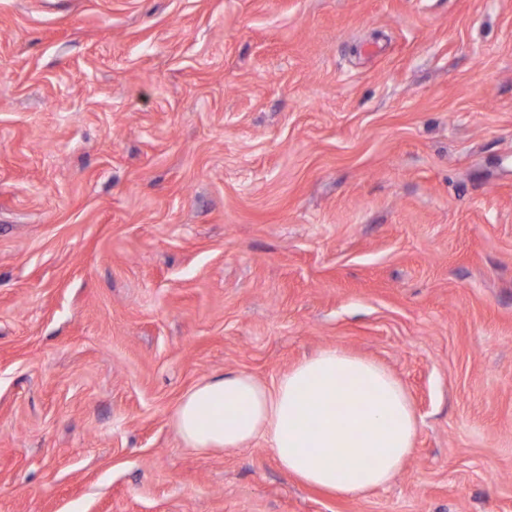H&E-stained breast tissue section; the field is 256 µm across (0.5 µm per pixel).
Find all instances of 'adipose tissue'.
I'll list each match as a JSON object with an SVG mask.
<instances>
[{
    "mask_svg": "<svg viewBox=\"0 0 512 512\" xmlns=\"http://www.w3.org/2000/svg\"><path fill=\"white\" fill-rule=\"evenodd\" d=\"M174 426L187 447L202 452L230 453L265 438L298 482L356 497L398 473L420 421L391 372L328 347L271 386L243 371L200 382L181 399Z\"/></svg>",
    "mask_w": 512,
    "mask_h": 512,
    "instance_id": "ef3b65f1",
    "label": "adipose tissue"
}]
</instances>
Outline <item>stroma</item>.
Returning <instances> with one entry per match:
<instances>
[{
    "label": "stroma",
    "instance_id": "obj_1",
    "mask_svg": "<svg viewBox=\"0 0 512 512\" xmlns=\"http://www.w3.org/2000/svg\"><path fill=\"white\" fill-rule=\"evenodd\" d=\"M329 346L386 487L184 446ZM0 512H512V0H0Z\"/></svg>",
    "mask_w": 512,
    "mask_h": 512
}]
</instances>
